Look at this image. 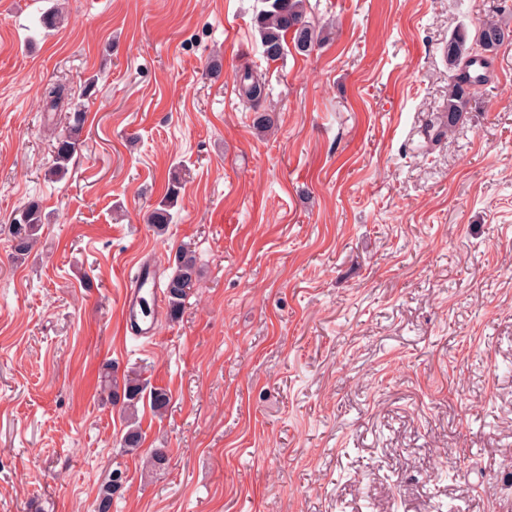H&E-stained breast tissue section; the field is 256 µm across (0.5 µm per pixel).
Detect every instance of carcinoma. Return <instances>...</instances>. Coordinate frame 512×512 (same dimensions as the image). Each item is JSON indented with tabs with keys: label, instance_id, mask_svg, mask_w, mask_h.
<instances>
[{
	"label": "carcinoma",
	"instance_id": "cac0c4a2",
	"mask_svg": "<svg viewBox=\"0 0 512 512\" xmlns=\"http://www.w3.org/2000/svg\"><path fill=\"white\" fill-rule=\"evenodd\" d=\"M258 2L261 6L255 13L254 26L266 60L276 62L284 58L291 47L298 52H308L322 40L321 32L307 20L308 0ZM511 41L512 29L494 19L481 22L472 39L467 31L460 30L448 40L444 53L455 73L448 86L447 112L439 114L430 125V139L441 140L470 110L475 91L470 88L472 79L468 75V68L476 63H486L485 53ZM238 93L242 99L256 106L267 96L266 82L250 66L244 65L238 74ZM42 102L46 112H64L65 132L55 136L54 165L48 171L50 180L61 181L69 173V164L82 144L85 111L81 104L71 98L70 88L59 82L48 83L43 87ZM180 185V175H172L157 207L147 216V223L154 232L164 233L171 223V210L178 205ZM46 221L43 208L37 202H30L19 210V216L4 227L10 242V258L22 260L29 256L42 236ZM197 281L196 256L193 251L182 247L176 252L172 271L164 283L169 319L179 317ZM99 388L112 405L119 407L126 422V432L122 439L124 452L137 453L142 445V430L138 423L139 403L148 401L153 413L161 415L169 406V392L161 387L148 391L136 374L128 373L119 378L112 374L110 367L100 374ZM169 460V449L152 448L144 457V466L153 472L164 468Z\"/></svg>",
	"mask_w": 512,
	"mask_h": 512
}]
</instances>
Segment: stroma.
<instances>
[{"label": "stroma", "mask_w": 512, "mask_h": 512, "mask_svg": "<svg viewBox=\"0 0 512 512\" xmlns=\"http://www.w3.org/2000/svg\"><path fill=\"white\" fill-rule=\"evenodd\" d=\"M309 3L331 34L275 63L257 0L0 7V225L50 214L25 260L0 234V512H94L117 468L112 512H512V43L454 132L423 135L449 38L512 26V0ZM52 81L87 113L59 182ZM183 246L200 278L180 319L158 307L150 343L115 342L124 286L143 263L165 280ZM108 364L170 392L139 411L163 470L124 453ZM238 79V93L247 102L256 106L267 96L265 80L249 65L240 68ZM180 175L174 173L169 178L167 189L161 197L157 207H155L147 216V223L157 234H162L171 223L173 215L171 210L178 205L180 194Z\"/></svg>", "instance_id": "1"}]
</instances>
